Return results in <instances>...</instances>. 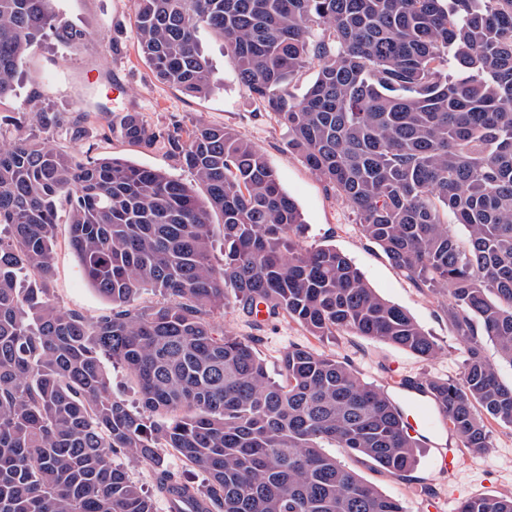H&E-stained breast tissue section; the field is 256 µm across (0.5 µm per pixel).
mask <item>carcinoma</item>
I'll use <instances>...</instances> for the list:
<instances>
[{
	"label": "carcinoma",
	"instance_id": "carcinoma-1",
	"mask_svg": "<svg viewBox=\"0 0 512 512\" xmlns=\"http://www.w3.org/2000/svg\"><path fill=\"white\" fill-rule=\"evenodd\" d=\"M141 54L191 97L214 89L197 33L224 40L239 82L288 130V148L341 197L363 237L417 287L448 291L466 346L462 382L434 391L462 447H490L484 420L512 424V0H133ZM92 33L55 0H0V103L41 37ZM316 77L301 97L287 85ZM131 145L162 144L200 189L114 156L83 163L46 138L0 142V512H155L115 462L145 464L168 512H404L333 444L393 476L417 464L403 413L345 360L304 346L270 378L255 337L210 315L286 316L311 335L351 333L421 358L438 345L330 246H305L302 214L265 154L197 122L156 131L132 112ZM87 283L112 303L91 320L50 296L58 207ZM224 264L211 261L213 216ZM468 231L460 242L451 227ZM153 290L162 300L134 304ZM134 375L141 407L112 396L103 360ZM204 472L196 484L165 455ZM460 512H512V495Z\"/></svg>",
	"mask_w": 512,
	"mask_h": 512
}]
</instances>
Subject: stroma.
Masks as SVG:
<instances>
[{
  "label": "stroma",
  "instance_id": "obj_1",
  "mask_svg": "<svg viewBox=\"0 0 512 512\" xmlns=\"http://www.w3.org/2000/svg\"><path fill=\"white\" fill-rule=\"evenodd\" d=\"M57 7L76 24L92 30L94 36L72 47L48 35L30 49L21 67L18 97L0 103V113L22 112L29 100L34 101L35 110L24 114L21 126L0 128V139L8 141L19 133L41 135L37 115L49 112L60 119L59 127L50 134L51 144L75 160H85L91 152L118 156L190 183L194 180L191 171L166 148L141 149L125 142L118 129L121 116L134 112L145 124L164 130H187L199 121L232 129L263 151L283 190L297 202L304 220L303 243L328 245L350 258L370 287L405 310L434 337L439 349L434 357L423 359L363 336L342 333L320 339L291 319L257 324L230 307L214 313L216 328L232 336L258 337V354L274 377L280 374L281 357L294 345L347 359L364 380L387 392L407 416L416 415L417 408L394 387L396 372L417 379L461 381L465 347L444 313L447 295L416 288L377 245L362 236L348 204L289 150L287 129L240 84L224 54L223 40L209 30L199 31L198 39L215 68L218 86L208 96L190 97L160 83L139 53L132 0H57ZM73 126L82 129L81 140L71 139L69 129ZM69 240V225L57 224L52 298L89 318L108 314L110 303L83 278ZM487 427L490 446L479 453L461 447L449 430L424 433L418 464L403 477L377 470L335 446H327L326 451L383 494L401 502L405 512H429L432 502L437 503L438 512H458L464 499L489 493L512 494V424L491 420ZM440 448L458 449L462 462L455 474H447L437 462L435 452Z\"/></svg>",
  "mask_w": 512,
  "mask_h": 512
}]
</instances>
